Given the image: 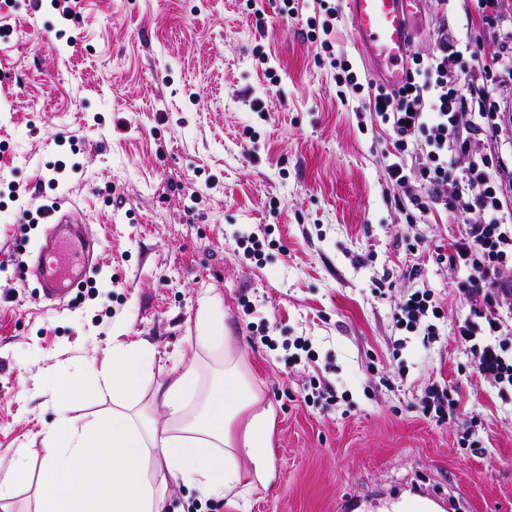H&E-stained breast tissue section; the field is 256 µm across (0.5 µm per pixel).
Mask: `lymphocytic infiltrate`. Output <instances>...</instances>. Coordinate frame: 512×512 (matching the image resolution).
I'll return each mask as SVG.
<instances>
[{
  "instance_id": "obj_1",
  "label": "lymphocytic infiltrate",
  "mask_w": 512,
  "mask_h": 512,
  "mask_svg": "<svg viewBox=\"0 0 512 512\" xmlns=\"http://www.w3.org/2000/svg\"><path fill=\"white\" fill-rule=\"evenodd\" d=\"M459 52L448 32H441L436 53L427 63L409 68L405 83L391 89L363 82L348 62H339L338 86L367 93L369 111L389 125L397 152L386 164L388 181L404 189L395 198L409 221L424 220L432 208L456 216L465 229L448 253H437L438 264L465 271L460 291L475 301L471 318L460 323L453 339L471 355L473 368L489 380L502 404L512 406V345L500 311L512 306V152L498 153L495 162L471 161L459 168L460 155L471 153L478 139L499 140L506 115L497 95L501 81L486 76L482 83L449 82L448 68ZM423 143L418 164L422 193L406 190L404 152ZM435 306L431 289L406 295L395 315L398 324L423 328L435 338L439 330L427 320Z\"/></svg>"
}]
</instances>
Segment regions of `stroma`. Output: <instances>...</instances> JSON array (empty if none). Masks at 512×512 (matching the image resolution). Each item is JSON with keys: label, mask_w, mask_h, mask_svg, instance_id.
Wrapping results in <instances>:
<instances>
[{"label": "stroma", "mask_w": 512, "mask_h": 512, "mask_svg": "<svg viewBox=\"0 0 512 512\" xmlns=\"http://www.w3.org/2000/svg\"><path fill=\"white\" fill-rule=\"evenodd\" d=\"M296 3L285 18L280 0H79L75 22L49 0L0 8L11 29L0 40V481L18 448L32 473L8 512H34L40 432L62 393L53 378L87 379L116 336L148 341L156 365L180 363L206 292L275 411L271 474L247 512H339L349 500L395 512L415 483L456 490L465 512H512V407L453 341L474 302L457 288L464 272L436 262L462 225L442 210L408 222L385 179L393 133L362 97L338 96L323 39L372 73L347 0L328 37L324 0ZM443 23L480 40L454 79L495 68L512 41L511 26L484 31L476 0H416L418 56L435 53ZM52 205L83 220L98 254L58 310L28 272L47 229L38 210ZM248 233L252 255L236 244ZM413 264L440 310L431 340L394 318ZM299 337L313 361L292 360ZM314 377L336 404L305 402ZM434 384L453 390L455 423L422 414ZM472 421L477 451L461 440Z\"/></svg>", "instance_id": "stroma-1"}]
</instances>
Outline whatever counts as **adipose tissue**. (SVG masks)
Here are the masks:
<instances>
[{
	"label": "adipose tissue",
	"instance_id": "adipose-tissue-1",
	"mask_svg": "<svg viewBox=\"0 0 512 512\" xmlns=\"http://www.w3.org/2000/svg\"><path fill=\"white\" fill-rule=\"evenodd\" d=\"M187 367L155 370L145 341H113L89 381L68 387L108 396L110 409L80 420L59 404L44 432L35 512H164L169 481L205 496L245 498L265 481L274 428L272 407L232 352L222 300L205 297L190 337ZM222 359L223 382L206 384L203 367ZM251 465L243 482L240 457Z\"/></svg>",
	"mask_w": 512,
	"mask_h": 512
}]
</instances>
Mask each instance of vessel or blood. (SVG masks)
<instances>
[{
	"instance_id": "b4317fda",
	"label": "vessel or blood",
	"mask_w": 512,
	"mask_h": 512,
	"mask_svg": "<svg viewBox=\"0 0 512 512\" xmlns=\"http://www.w3.org/2000/svg\"><path fill=\"white\" fill-rule=\"evenodd\" d=\"M406 0H347L352 31L373 70L389 86L399 87L403 63L412 45ZM50 231L41 245L37 275L44 300L60 304L86 279L93 251L90 237L74 230L72 217L48 208L42 216Z\"/></svg>"
}]
</instances>
